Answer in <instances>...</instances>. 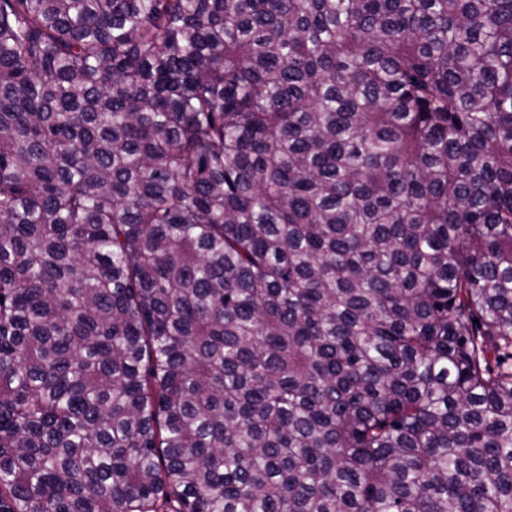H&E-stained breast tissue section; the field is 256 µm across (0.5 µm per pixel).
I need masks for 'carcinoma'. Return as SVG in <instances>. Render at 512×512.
<instances>
[{"label": "carcinoma", "mask_w": 512, "mask_h": 512, "mask_svg": "<svg viewBox=\"0 0 512 512\" xmlns=\"http://www.w3.org/2000/svg\"><path fill=\"white\" fill-rule=\"evenodd\" d=\"M512 0H0V512H512Z\"/></svg>", "instance_id": "carcinoma-1"}]
</instances>
